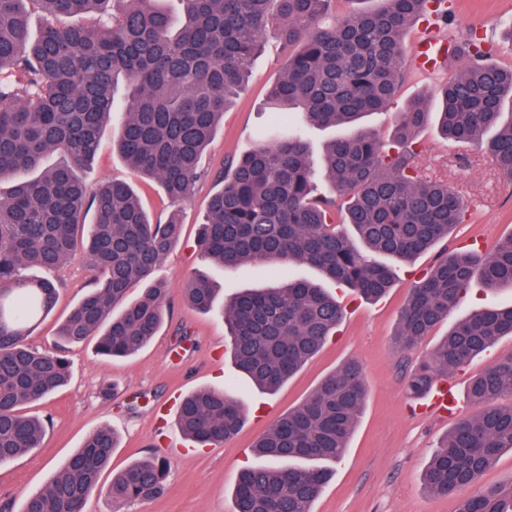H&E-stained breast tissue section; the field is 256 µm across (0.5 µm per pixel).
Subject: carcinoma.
I'll return each instance as SVG.
<instances>
[{
	"instance_id": "carcinoma-1",
	"label": "carcinoma",
	"mask_w": 512,
	"mask_h": 512,
	"mask_svg": "<svg viewBox=\"0 0 512 512\" xmlns=\"http://www.w3.org/2000/svg\"><path fill=\"white\" fill-rule=\"evenodd\" d=\"M180 15L163 0H0V464L41 447L45 423L26 407L68 383L62 349L96 341L102 356L142 350L162 324L170 289L151 281L179 239L181 216L153 222L132 186L112 180L91 189L80 176L102 135L120 114L113 143L138 175L159 182L175 203L189 197L205 172L200 159L224 111L245 89L249 65L269 27L288 47V65L270 85L268 101L298 112L310 127L349 133L323 147L321 167L330 194L316 191L305 130L288 127L224 166V187L210 199L201 224L202 257L226 271L244 264H305L333 284L370 300L393 286L392 269L369 253L407 261L465 222L459 195L419 169L416 133L430 119L421 99L395 114L388 141L363 119L395 104L407 75L406 28L447 0H380L381 6L336 18L338 0H178ZM35 5L43 17L31 32ZM62 16L82 22L63 24ZM458 73L433 95L439 133L484 149L495 168L512 177V68L490 62L496 45L472 27L462 39ZM127 96L118 103L117 93ZM494 134L487 138L489 130ZM59 161L45 165L47 156ZM94 220L86 222L88 210ZM361 241L369 253L360 251ZM90 267L94 288L60 326L55 349L27 342L33 322L48 314L59 284L47 274L76 258ZM145 283L142 295L128 299ZM512 288V237L476 261L450 252L411 288L393 337L414 349L448 318L474 286ZM221 289L190 279L183 299L209 312ZM343 317L335 296L302 279L236 296L224 308L235 366L262 390L274 392L324 345ZM512 336V305H486L448 332L408 379V392L426 396L448 372ZM480 412L458 421L433 452L426 488L456 496L479 484L506 450L512 451V355L493 362L468 384ZM367 396L360 365L351 360L318 384L258 441L256 453L275 464L240 471L233 512H311L310 505L341 461ZM244 413L226 391L185 396L177 426L189 440L217 445L234 436ZM116 448L111 429L92 432L45 490L21 512H86L87 497ZM167 467L134 462L112 477L111 512L165 490ZM457 512H512V487L479 488L459 498Z\"/></svg>"
}]
</instances>
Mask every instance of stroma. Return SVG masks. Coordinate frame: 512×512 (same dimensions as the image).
Instances as JSON below:
<instances>
[{
    "instance_id": "stroma-1",
    "label": "stroma",
    "mask_w": 512,
    "mask_h": 512,
    "mask_svg": "<svg viewBox=\"0 0 512 512\" xmlns=\"http://www.w3.org/2000/svg\"><path fill=\"white\" fill-rule=\"evenodd\" d=\"M449 28L463 36L475 25H485L499 49L493 60L512 66V0H454ZM263 52L250 64V82L237 104L224 113L207 147L202 166L209 176L197 182L191 197L180 204L183 224L180 239L155 272L171 290L163 323L154 339L137 354L106 358L96 355L94 341L67 346L64 352L71 378L57 393L31 404V414L46 424L43 445L0 466V506L21 512L25 500L43 491L53 476L94 430L107 427L118 439L107 472L88 499L87 512H109L106 490L113 473L145 458L164 460L166 489L160 496L129 504L125 512H232L233 490L240 470L260 464L254 455L257 439L288 410L297 407L327 375L354 359L363 367L368 395L350 439L346 457L333 465V474L311 506V512H455L457 500L428 492L423 473L436 447L451 428L419 407L407 390L411 370L448 334L453 326L487 303L512 304V290L483 294L473 291L412 351L392 348L407 292L424 271L451 250H477L512 237V180L474 148L462 149L444 139L435 121L419 134V164L425 176L451 183L463 200L469 218L407 264H396L397 278L389 293L372 302L344 287L333 292L345 307L334 336L302 369L272 394L256 389L232 362L220 308L209 313L191 309L181 288L203 276L221 289L219 301L229 302L242 290L262 288L287 278H314L309 267L259 269L243 266L234 273L204 259L197 244L200 224L211 196L219 189L217 176L229 157L260 143L264 131L285 124H301L296 112L270 108L266 91L283 73L288 50L277 29L264 37ZM458 64L448 61L434 74L409 70L397 103L421 97L429 111H437L433 87L456 74ZM89 186L112 179L133 184L150 218L165 221L173 205L160 184L136 176L104 136L91 163L82 172ZM61 283L55 309L38 321L28 341L39 348L54 345L58 326L91 289L92 273L83 260L72 261L57 273ZM512 354V337L454 370L459 398L467 396L469 381L495 360ZM115 394L103 398V383ZM207 388H223L244 411L237 435L220 445L185 442L176 424L177 400ZM476 412L466 403L461 416Z\"/></svg>"
}]
</instances>
